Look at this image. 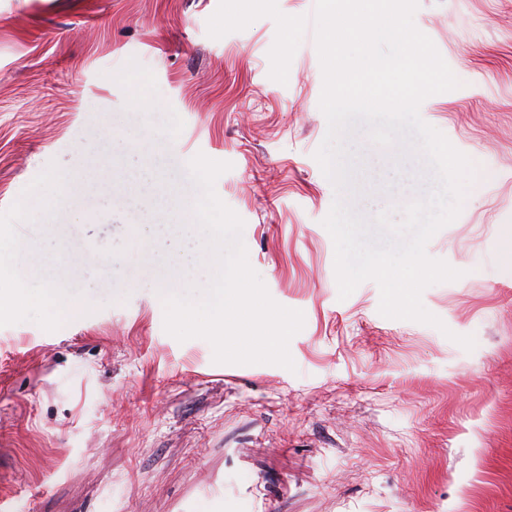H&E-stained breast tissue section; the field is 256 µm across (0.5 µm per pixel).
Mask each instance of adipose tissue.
<instances>
[{
  "mask_svg": "<svg viewBox=\"0 0 512 512\" xmlns=\"http://www.w3.org/2000/svg\"><path fill=\"white\" fill-rule=\"evenodd\" d=\"M62 260L61 249L32 250L22 239L0 231V284L8 286L0 306L19 315L37 308L49 321L71 313L72 302L52 276Z\"/></svg>",
  "mask_w": 512,
  "mask_h": 512,
  "instance_id": "1",
  "label": "adipose tissue"
}]
</instances>
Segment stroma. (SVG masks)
<instances>
[{
  "mask_svg": "<svg viewBox=\"0 0 512 512\" xmlns=\"http://www.w3.org/2000/svg\"><path fill=\"white\" fill-rule=\"evenodd\" d=\"M307 9L0 0V229L64 244L60 285L80 304L52 323L0 313V495L25 512H512V0L414 15L461 82L420 116L484 172L427 245L462 272L422 293L441 330L382 316L371 280L338 297ZM350 145L369 174L360 213L419 195L418 159L395 165L363 130ZM199 153L230 163L215 190L248 261L304 315L294 369L217 364L208 341L163 328L161 266L195 246L163 194ZM42 186L47 227L22 209Z\"/></svg>",
  "mask_w": 512,
  "mask_h": 512,
  "instance_id": "35a3bbf8",
  "label": "stroma"
}]
</instances>
